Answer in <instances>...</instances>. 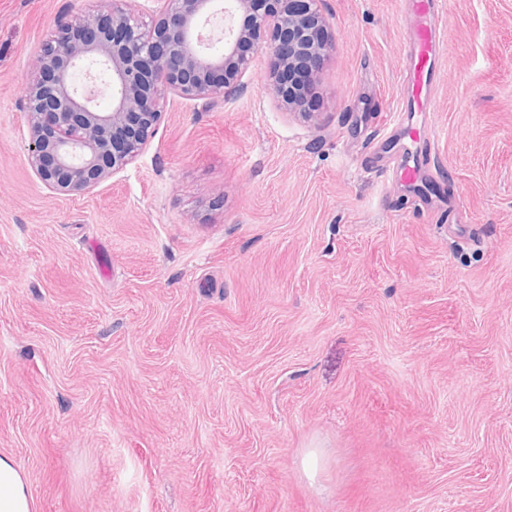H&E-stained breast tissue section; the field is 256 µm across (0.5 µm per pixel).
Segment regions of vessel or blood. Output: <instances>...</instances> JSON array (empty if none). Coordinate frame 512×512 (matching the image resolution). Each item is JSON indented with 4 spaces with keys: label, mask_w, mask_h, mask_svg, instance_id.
<instances>
[{
    "label": "vessel or blood",
    "mask_w": 512,
    "mask_h": 512,
    "mask_svg": "<svg viewBox=\"0 0 512 512\" xmlns=\"http://www.w3.org/2000/svg\"><path fill=\"white\" fill-rule=\"evenodd\" d=\"M437 2L408 0V101L401 110L404 121L399 125L398 134L388 139L397 179L415 189L424 186L426 176L422 145L428 138L426 120L432 110L435 65L441 44V33L436 25Z\"/></svg>",
    "instance_id": "vessel-or-blood-1"
}]
</instances>
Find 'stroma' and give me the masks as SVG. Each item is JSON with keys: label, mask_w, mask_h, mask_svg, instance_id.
Returning a JSON list of instances; mask_svg holds the SVG:
<instances>
[{"label": "stroma", "mask_w": 512, "mask_h": 512, "mask_svg": "<svg viewBox=\"0 0 512 512\" xmlns=\"http://www.w3.org/2000/svg\"><path fill=\"white\" fill-rule=\"evenodd\" d=\"M94 4L0 0V455L34 512H512V0H439L435 201L372 166L402 0H323L319 125L261 54L56 194L23 89Z\"/></svg>", "instance_id": "1"}]
</instances>
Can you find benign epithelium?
<instances>
[{"instance_id": "1", "label": "benign epithelium", "mask_w": 512, "mask_h": 512, "mask_svg": "<svg viewBox=\"0 0 512 512\" xmlns=\"http://www.w3.org/2000/svg\"><path fill=\"white\" fill-rule=\"evenodd\" d=\"M105 0L55 22L56 34L31 59L23 111L28 161L52 191H89L139 157L169 98L211 104L242 89L255 54L269 57L267 89L289 112L313 125L305 101L333 46L321 0H225L224 14L246 15L224 29L212 51L201 29L215 0ZM111 106L99 108L101 90Z\"/></svg>"}]
</instances>
